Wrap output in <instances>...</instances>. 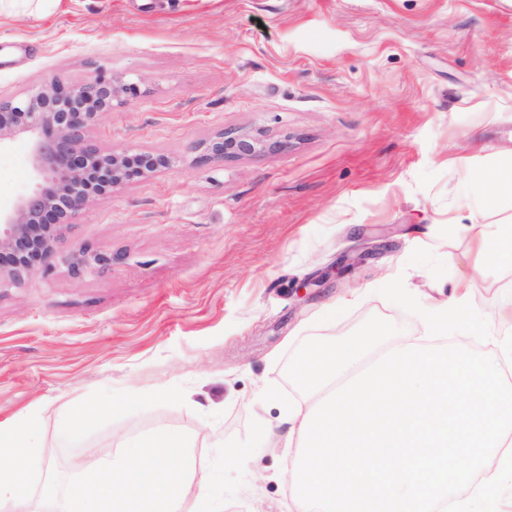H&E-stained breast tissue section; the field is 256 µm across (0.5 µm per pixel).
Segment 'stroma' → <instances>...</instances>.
Instances as JSON below:
<instances>
[{"mask_svg":"<svg viewBox=\"0 0 512 512\" xmlns=\"http://www.w3.org/2000/svg\"><path fill=\"white\" fill-rule=\"evenodd\" d=\"M99 72L140 93L89 144L175 163L93 198L46 265L0 290V422L34 413L37 445L25 499L0 512L37 503L57 449L176 428L195 435L189 460L205 477L253 419L267 435L223 512H297L282 406L258 390L297 397L286 366L302 342L373 316L398 340L422 336L421 318L379 293L398 277L419 299L472 277L487 289L474 307L507 334L497 304L512 273L467 265L471 236L448 226L512 222V205L484 208L464 176L512 150V0H61L0 13L1 96ZM223 131L282 147L197 164ZM33 184L27 141L1 142L0 199ZM82 249L115 260L76 278ZM132 391L141 403L120 411ZM79 397L104 411L72 437L61 418Z\"/></svg>","mask_w":512,"mask_h":512,"instance_id":"35a3bbf8","label":"stroma"}]
</instances>
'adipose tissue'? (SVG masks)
Here are the masks:
<instances>
[{
    "instance_id": "1",
    "label": "adipose tissue",
    "mask_w": 512,
    "mask_h": 512,
    "mask_svg": "<svg viewBox=\"0 0 512 512\" xmlns=\"http://www.w3.org/2000/svg\"><path fill=\"white\" fill-rule=\"evenodd\" d=\"M471 182L488 189L483 202L495 207L512 201V157L494 167L469 171ZM472 235L469 259L473 266L493 262L503 270L512 271V225L500 224L496 228L466 225ZM32 417L15 418L0 423V456L8 457L7 466H0V502L17 501L32 482L30 462Z\"/></svg>"
}]
</instances>
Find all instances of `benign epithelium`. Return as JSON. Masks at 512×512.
Returning <instances> with one entry per match:
<instances>
[{
	"instance_id": "benign-epithelium-1",
	"label": "benign epithelium",
	"mask_w": 512,
	"mask_h": 512,
	"mask_svg": "<svg viewBox=\"0 0 512 512\" xmlns=\"http://www.w3.org/2000/svg\"><path fill=\"white\" fill-rule=\"evenodd\" d=\"M138 91L97 74L73 86L51 78L22 99L0 96V142L27 140L36 175L30 191L0 205V289L21 285L47 263L60 228L91 197L173 166L172 157L153 150L100 154L88 147V127ZM274 148L262 133L222 132L199 145L198 162ZM110 264L112 254L85 250L72 256L69 269L81 276Z\"/></svg>"
}]
</instances>
